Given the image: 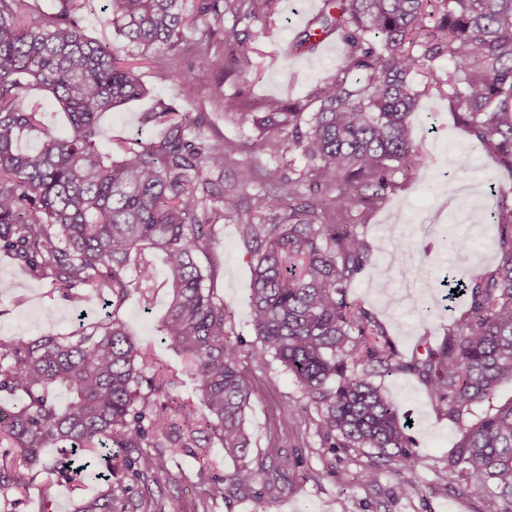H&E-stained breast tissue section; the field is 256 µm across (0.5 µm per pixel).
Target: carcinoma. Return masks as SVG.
Segmentation results:
<instances>
[{
  "mask_svg": "<svg viewBox=\"0 0 512 512\" xmlns=\"http://www.w3.org/2000/svg\"><path fill=\"white\" fill-rule=\"evenodd\" d=\"M94 2L55 0V12L35 18L31 0H0V253L66 291L75 307L83 295L72 289L84 286L112 307L75 340L0 338V391L25 398L14 412L0 409V437L18 450L0 457V491L23 482L19 461L54 469L44 448L70 449L72 459L59 468L69 479L84 470L86 455L105 449L122 455L141 488L130 496L104 474L101 493L78 512H113L118 491L127 512H156L151 484L169 459L191 454L204 468L201 450L214 444L228 457H247L255 374L276 361L320 407L321 447L376 451L362 484L374 486L389 472L401 497L417 491L418 458L398 405L370 378L417 377L440 411L462 423L446 472L472 499L494 498L496 512H512V403L463 422L512 378V206L493 213L495 268L448 292L451 301L464 299V310L440 344L407 360L375 314L349 295L374 246L342 220L373 211L397 176L413 171L410 114L422 91L410 77L441 58L453 65L445 83L458 122L512 170V0H327L299 43L312 50L314 38L334 34L344 51L312 99L258 116L222 85L213 89L224 116L274 131L262 144L269 154L297 152L305 161L246 201L224 188V162L236 147L204 135L209 113L161 104L146 116L160 127L157 141L117 142L107 152L100 117L146 93L136 71L141 58L158 83L186 81L197 68L235 69L243 41L224 14L250 19L254 0H194L192 16L186 0H102L122 55L85 33L79 15ZM197 20L214 21L208 34L222 36L227 53L186 38ZM180 58L186 67L175 72ZM354 73L361 78L350 85ZM35 89L63 110L66 133L44 123L30 101ZM25 131L40 133L38 148L16 147ZM244 202L253 213L240 225L251 255L246 304L256 339L248 345L228 337L230 311L213 288L219 263L198 261L217 222L237 217ZM159 257L169 297L159 331L188 358L197 404L174 394L173 379L119 316L133 293L150 309ZM63 390L71 400L60 407L54 395ZM264 470L261 461L211 478L199 512L229 493L252 492Z\"/></svg>",
  "mask_w": 512,
  "mask_h": 512,
  "instance_id": "obj_1",
  "label": "carcinoma"
}]
</instances>
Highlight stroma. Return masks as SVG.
I'll list each match as a JSON object with an SVG mask.
<instances>
[{
    "label": "stroma",
    "instance_id": "35a3bbf8",
    "mask_svg": "<svg viewBox=\"0 0 512 512\" xmlns=\"http://www.w3.org/2000/svg\"><path fill=\"white\" fill-rule=\"evenodd\" d=\"M256 17L234 21L225 15V25H237L245 38L248 61L236 71L219 69L197 72L187 84L172 80L155 83L148 66H141L148 93L106 113L102 126L113 140L150 142L155 131L143 124V113L159 103L178 110L209 108V90L223 82L225 94L244 103L251 112H265L305 97L319 82L334 72L343 52L340 41L319 51L295 49L294 44L309 19L322 7V0H278L267 8L257 0ZM269 37H260V28ZM207 129L209 139L224 138L238 151L224 165L225 186L238 187L243 196L260 186H272L286 174L285 160L266 154L261 148L263 132L245 127L233 119L215 114ZM419 164L411 176L400 182L386 201L366 220L355 222V231L367 240H385L375 252L368 271L353 282L350 292L385 323L388 333L404 354L437 343L448 328L451 311L440 309L446 292V274L458 272L466 278L480 277L497 261V228L488 217L496 211L502 196L512 195V172L461 128L443 92L424 94L411 115ZM259 174L257 182L243 185L242 169ZM464 239L468 249L461 256L448 254V235ZM210 251L222 263L214 283L215 294L223 300L232 317L227 324L231 339L251 343L255 334L250 310L243 298L250 286V254L245 248L238 222L218 223ZM167 304L166 289H156L151 310H144L137 296H130L119 315L150 355L166 367L177 383L179 395L197 400L196 383L187 361L167 344L161 343L158 319ZM79 321L63 291L49 281L33 276L13 260L0 255V336L44 334L69 337L79 333ZM374 383L395 399L408 419V433L414 441L419 466L414 480L417 494L396 498L393 474L385 473L376 486H357L342 496L339 473L356 472L367 463L370 449L327 452L315 434L318 413L309 405L290 375L280 365L268 374L257 375L256 389L248 411L247 427L252 445L248 461L259 458H287L282 469L260 474L249 495H235L214 504L212 512H490L488 502L470 501L456 481L446 478L444 467L460 438L461 426L435 407L424 385L414 376H374ZM291 410L296 422L285 437L276 439L271 431L283 410ZM210 463L200 469L196 460L180 456L169 461L161 480L159 498L162 512H195L199 493L210 478L231 473L237 460L225 457L222 448L208 451ZM335 467L329 475L327 467ZM49 471L35 467L25 472V485L8 492L11 512H77L78 504L94 496L101 487L94 474L59 484L51 498H43L41 486L51 480Z\"/></svg>",
    "mask_w": 512,
    "mask_h": 512
}]
</instances>
